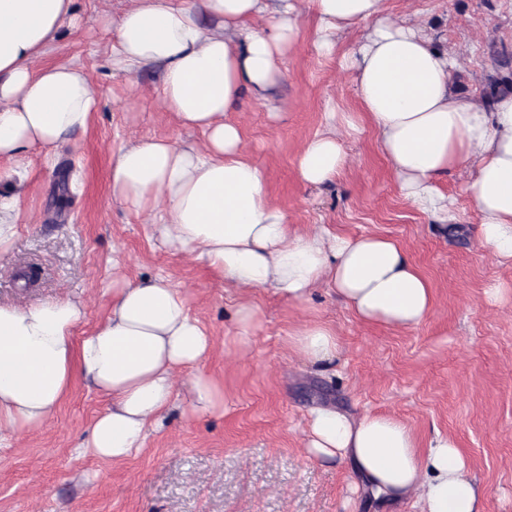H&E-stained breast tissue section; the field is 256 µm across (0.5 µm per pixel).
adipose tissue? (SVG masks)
I'll return each mask as SVG.
<instances>
[{"label":"adipose tissue","mask_w":512,"mask_h":512,"mask_svg":"<svg viewBox=\"0 0 512 512\" xmlns=\"http://www.w3.org/2000/svg\"><path fill=\"white\" fill-rule=\"evenodd\" d=\"M74 2L0 0V159L12 164L5 179L20 185L33 152L51 164L98 108L81 67L37 64L61 29L82 25ZM305 9L316 19L314 50L352 75L360 109L329 106L326 129L297 157L299 180L334 181L349 164L344 137L372 126L403 195L438 223L456 220L441 178L465 172L478 238L499 264L512 266V94L485 106L455 92L456 59L421 24L387 14L383 0H132L106 17L113 71L130 77L159 68L163 108L205 137L200 146L162 138L121 146L111 158V198L148 216L162 243L227 285L269 288L298 304L323 287L362 321L418 327L433 295L408 254L376 234L293 229L270 202L239 126L226 119L245 87L265 91L282 78L280 62L301 35ZM264 13L271 21L255 26ZM357 28L355 48L339 52L340 35ZM104 293L107 316L81 337V302L0 304V452L44 426L77 374L112 400L78 446L105 460L141 451L174 406L176 371L191 373L185 413H223L221 385L199 370L212 338L169 278L116 277ZM288 344L326 363L338 339L331 326L310 322ZM304 446L317 463L350 464L383 510L414 495L420 512H483L484 492L451 437L435 435L422 449L397 418H352L318 406L309 413Z\"/></svg>","instance_id":"obj_1"}]
</instances>
